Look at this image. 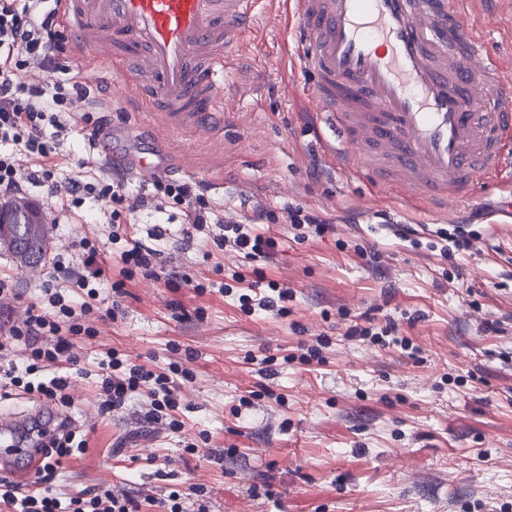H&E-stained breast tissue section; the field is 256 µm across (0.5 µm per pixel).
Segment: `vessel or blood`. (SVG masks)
<instances>
[{
    "instance_id": "b4317fda",
    "label": "vessel or blood",
    "mask_w": 512,
    "mask_h": 512,
    "mask_svg": "<svg viewBox=\"0 0 512 512\" xmlns=\"http://www.w3.org/2000/svg\"><path fill=\"white\" fill-rule=\"evenodd\" d=\"M263 0H60L79 52L110 59L127 101L209 129L238 38ZM466 0H297L299 69L342 167L447 215L512 163L505 81L465 21ZM0 416V475L35 487L51 463Z\"/></svg>"
}]
</instances>
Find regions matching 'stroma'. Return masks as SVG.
Returning a JSON list of instances; mask_svg holds the SVG:
<instances>
[{
    "label": "stroma",
    "mask_w": 512,
    "mask_h": 512,
    "mask_svg": "<svg viewBox=\"0 0 512 512\" xmlns=\"http://www.w3.org/2000/svg\"><path fill=\"white\" fill-rule=\"evenodd\" d=\"M468 22L486 33L490 63L512 75V0H472ZM298 23L293 0H265L234 47L224 121L203 135L130 106L112 64L75 55L65 35L60 68L87 88L72 107L101 111L110 132L108 151L93 156L98 170L125 154L160 163L181 154L187 168L176 180L199 184L225 217L263 208L277 220L258 227L276 243L266 261L217 248L216 224L184 238L181 209L138 212L137 241L167 259L154 279L127 271L128 244L105 224V203L89 196L64 213L47 205L45 188H30L66 262L80 263L75 241L98 244L107 281L97 284L96 303L120 305L98 336L78 339L77 364L48 370L67 377L69 413L87 440L49 487L76 494L105 481L163 496L200 483L215 512H512V213L499 206L512 166L470 190L461 221L479 233L473 249L441 256L431 242L443 219L346 172L320 146L298 68ZM295 206L333 219L331 230L297 232L284 220ZM155 224L165 225L163 240L150 236ZM1 272L22 310L54 269L48 261L22 269L0 250ZM236 272L244 283L233 284ZM271 280L294 292L288 314L246 312L240 294L252 282L265 293ZM228 282L232 293H221ZM389 322L412 351L348 333ZM322 336V362H303L304 347ZM111 349L161 372L186 358L195 379L179 392L183 430L147 422L136 399L97 416ZM190 443L195 453L186 452ZM227 448L236 456L211 463ZM257 485L272 498H254Z\"/></svg>",
    "instance_id": "stroma-1"
}]
</instances>
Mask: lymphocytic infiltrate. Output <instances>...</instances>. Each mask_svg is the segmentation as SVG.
<instances>
[{
  "label": "lymphocytic infiltrate",
  "instance_id": "f902f5d3",
  "mask_svg": "<svg viewBox=\"0 0 512 512\" xmlns=\"http://www.w3.org/2000/svg\"><path fill=\"white\" fill-rule=\"evenodd\" d=\"M62 22L55 0H0V193L17 194L22 188L45 187L63 208H76L84 196H94L107 203L108 221L118 224L123 214H136L146 208L162 212L169 207L181 208L186 226L185 237L220 224L219 246L232 247L248 257L267 256L274 250L270 238L257 233L249 220L224 221L216 206L187 182L154 177L151 193L129 194L132 175L126 168H113L111 177L91 179L59 178L55 138L75 124L92 133L103 127L102 118L94 113L67 111L68 102L85 97V86L77 81L39 85L31 80L35 72L46 69L63 51L60 33ZM29 161L27 171L16 167L17 156ZM82 274L71 272L62 254H55L53 266L58 276L43 288L49 309L28 305L22 317H14L9 306L15 293L5 278H0V386L37 393L64 407L72 398L69 383L61 376L42 381L37 377L44 364L77 363L73 337H95L97 323L111 321L114 309H104L89 302H76L69 293L82 288L89 280L101 279L95 244L80 239ZM109 373L100 382L101 401L98 416L105 417L124 409L132 394L147 390L143 404L149 422L170 430L181 429L176 416L180 407L177 380L192 381L190 369L174 363L169 373H159L145 365L129 362L118 351L108 354ZM157 506L164 512H211V501L203 485L195 484L189 493L171 491L157 497L150 488L130 493L108 483L96 485L77 495L63 492L19 491L14 484L0 480V512H140L142 506Z\"/></svg>",
  "mask_w": 512,
  "mask_h": 512
}]
</instances>
